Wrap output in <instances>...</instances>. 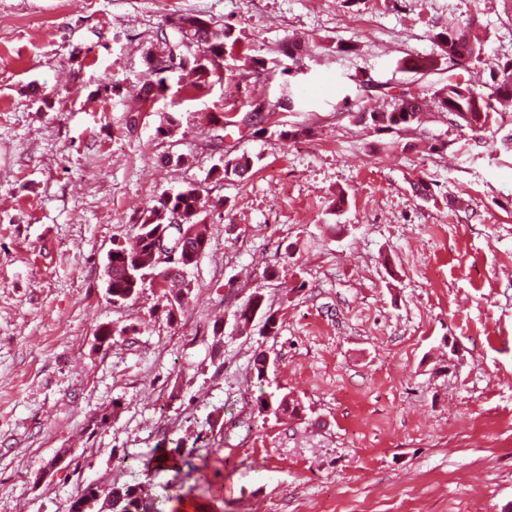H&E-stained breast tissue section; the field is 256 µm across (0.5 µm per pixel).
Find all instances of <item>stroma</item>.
I'll use <instances>...</instances> for the list:
<instances>
[{
    "label": "stroma",
    "instance_id": "obj_1",
    "mask_svg": "<svg viewBox=\"0 0 512 512\" xmlns=\"http://www.w3.org/2000/svg\"><path fill=\"white\" fill-rule=\"evenodd\" d=\"M186 13L240 41L209 88L176 69L143 100L156 31ZM472 16L485 61L511 58L512 0H0V512L147 478L211 512H512V121L481 140L435 112L398 134L358 118L445 84L400 61ZM257 100L275 109L245 125ZM227 152L254 157L249 178L213 176ZM190 185L210 247L188 303L113 304L108 251ZM255 292L277 333L237 331ZM105 324L120 336L98 341ZM265 394L304 411L259 413ZM177 444L222 477L145 470Z\"/></svg>",
    "mask_w": 512,
    "mask_h": 512
}]
</instances>
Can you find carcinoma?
<instances>
[{
  "label": "carcinoma",
  "instance_id": "cac0c4a2",
  "mask_svg": "<svg viewBox=\"0 0 512 512\" xmlns=\"http://www.w3.org/2000/svg\"><path fill=\"white\" fill-rule=\"evenodd\" d=\"M169 28L161 27L157 31L156 41L167 46L166 52L153 56L151 61L155 82L143 89L145 98L155 97L166 89L167 64L177 65L196 75L192 89L199 91L214 76L216 61H224L227 40L233 35L232 25L226 23L218 26L211 20L197 15H181L168 22ZM475 19L450 22L433 34V41L438 49L437 55L426 58H404L400 61L402 70L425 74L439 69L441 64H448V70L460 69L467 74H476L485 91H474L472 79L448 75V83L436 88L422 86L403 94L400 101L390 112H361L360 120L377 131L398 132L412 127L417 121L422 105L431 100L441 112H446L457 125L468 129L472 134L482 136L489 129L504 121L505 113L499 105L512 100V59L505 63L497 62L476 69L483 63L484 43L474 34ZM178 35L177 40L169 39L168 31ZM254 160L247 154L224 159L223 166L216 169V175L222 179L243 181L249 177ZM181 211L182 221L194 229L193 238L189 240L190 248L197 252L209 248V239L202 229L207 223L208 212L202 202L199 189L188 186L184 192L173 197L162 196L157 203L149 207L137 224L135 243L129 247L116 246L117 253L112 255V302L122 304L135 299L146 285L163 291L166 300L167 319L174 318V312L183 308L191 294L190 284L185 282L184 272L187 267L180 266L164 279H153L154 259L149 235L150 225L166 224L174 212ZM259 311L263 318V327L270 333L278 329V319L264 305L261 294L251 295L239 305L234 316L240 327H246L254 321V311ZM176 454L188 468V474L196 480L210 483V468L207 461L194 463L193 451L186 453L178 448L163 450L157 459L162 464L167 455ZM109 512H160L156 507L153 483L146 479L136 488H112V500L108 502Z\"/></svg>",
  "mask_w": 512,
  "mask_h": 512
}]
</instances>
